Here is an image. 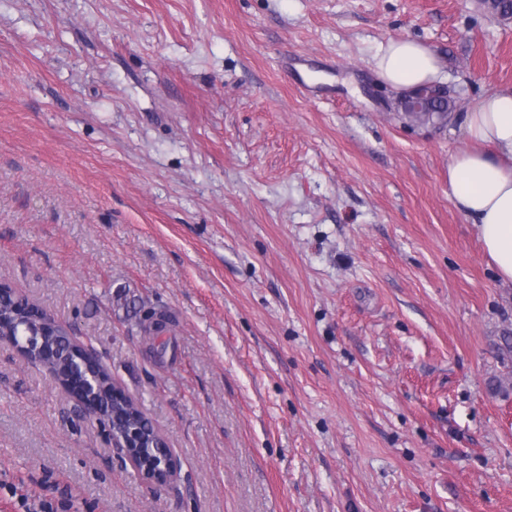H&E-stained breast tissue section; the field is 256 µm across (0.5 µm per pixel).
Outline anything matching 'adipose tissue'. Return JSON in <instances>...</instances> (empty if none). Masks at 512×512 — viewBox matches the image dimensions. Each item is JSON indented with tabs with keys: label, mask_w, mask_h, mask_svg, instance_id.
Wrapping results in <instances>:
<instances>
[{
	"label": "adipose tissue",
	"mask_w": 512,
	"mask_h": 512,
	"mask_svg": "<svg viewBox=\"0 0 512 512\" xmlns=\"http://www.w3.org/2000/svg\"><path fill=\"white\" fill-rule=\"evenodd\" d=\"M376 69L390 86L409 91L434 83L441 61L424 44L399 39L380 48ZM461 129L467 146L448 165L451 200L472 221L498 277L512 281V88L481 98Z\"/></svg>",
	"instance_id": "obj_1"
}]
</instances>
